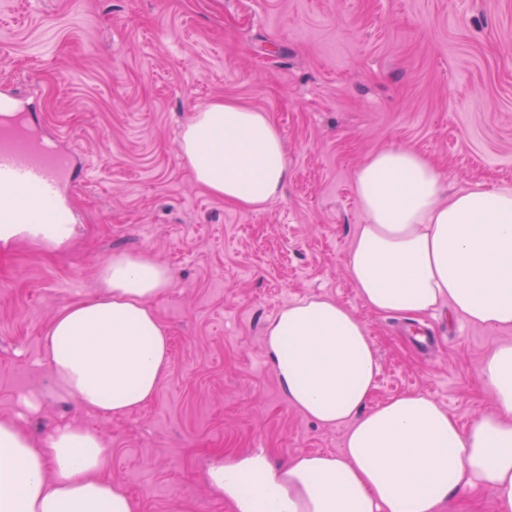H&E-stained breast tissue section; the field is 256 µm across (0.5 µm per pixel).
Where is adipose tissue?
<instances>
[{
	"instance_id": "obj_1",
	"label": "adipose tissue",
	"mask_w": 512,
	"mask_h": 512,
	"mask_svg": "<svg viewBox=\"0 0 512 512\" xmlns=\"http://www.w3.org/2000/svg\"><path fill=\"white\" fill-rule=\"evenodd\" d=\"M181 151L211 195L258 209L288 180L282 134L268 113L233 99L195 112ZM365 215L346 265L362 303L377 313L423 315L449 306L473 324L512 327V187L446 194L442 174L408 147L371 153L355 174ZM38 206L0 190V242L32 236ZM100 290L57 312L46 340L58 388L84 408L124 416L150 399L169 363L168 332L149 304L168 287V267L112 255ZM280 387L308 418L349 422L340 455L300 453L274 464L262 451L208 471L233 512H443L449 499L491 488L512 512V344L495 348L478 379L492 411L460 429L428 394L366 403L378 375L364 322L329 298L282 309L265 326ZM97 432L67 426L43 445L0 422V512H141L105 480Z\"/></svg>"
}]
</instances>
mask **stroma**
<instances>
[{"label": "stroma", "instance_id": "1", "mask_svg": "<svg viewBox=\"0 0 512 512\" xmlns=\"http://www.w3.org/2000/svg\"><path fill=\"white\" fill-rule=\"evenodd\" d=\"M0 85L81 151L86 177L65 245L0 246V421L38 443L96 431L104 478L142 512H232L207 480L216 459L344 448L349 422L302 414L265 355L267 321L315 296L365 323L371 404L427 393L463 428L492 410L478 369L512 327L445 306L370 311L346 259L365 221L355 173L374 151L415 149L450 193L512 186V0H0ZM224 98L269 113L284 139L288 183L257 210L209 194L181 154L193 112ZM115 253L173 274L151 302L170 368L124 417L59 394L45 348L52 317L98 290ZM423 326L426 353L411 336Z\"/></svg>", "mask_w": 512, "mask_h": 512}]
</instances>
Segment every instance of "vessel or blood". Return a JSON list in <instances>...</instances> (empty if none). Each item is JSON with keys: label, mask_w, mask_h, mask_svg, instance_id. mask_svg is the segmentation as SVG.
I'll return each instance as SVG.
<instances>
[{"label": "vessel or blood", "mask_w": 512, "mask_h": 512, "mask_svg": "<svg viewBox=\"0 0 512 512\" xmlns=\"http://www.w3.org/2000/svg\"><path fill=\"white\" fill-rule=\"evenodd\" d=\"M74 165V155L62 149L59 138L37 141L25 129L0 132V188L26 190L36 203L45 205V223H69L63 202Z\"/></svg>", "instance_id": "vessel-or-blood-1"}]
</instances>
